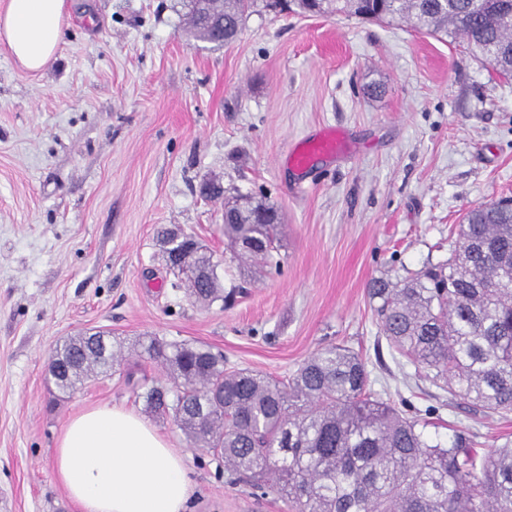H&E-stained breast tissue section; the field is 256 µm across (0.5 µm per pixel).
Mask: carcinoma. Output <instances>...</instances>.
Returning <instances> with one entry per match:
<instances>
[{
  "mask_svg": "<svg viewBox=\"0 0 512 512\" xmlns=\"http://www.w3.org/2000/svg\"><path fill=\"white\" fill-rule=\"evenodd\" d=\"M299 14L409 22L430 35L460 38L495 74L512 79V0H290ZM257 0H187L189 28L212 42L205 18H224L234 40ZM278 209L224 204V237L237 256L275 264L271 227ZM448 259L410 276L374 278L370 304L399 355L433 373L475 412L512 413V199L471 209ZM182 255L187 290L199 303L223 292L218 263L200 243ZM146 359L163 366L164 384L140 385L146 411L170 419L196 448L255 487L273 482L294 512H512V445L483 457L458 436L449 445L371 389L358 355L339 346L313 353L277 379L224 369L222 356L184 341L149 338ZM123 358L108 338L66 340L50 362L55 387L82 388L110 375Z\"/></svg>",
  "mask_w": 512,
  "mask_h": 512,
  "instance_id": "1",
  "label": "carcinoma"
}]
</instances>
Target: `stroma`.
Here are the masks:
<instances>
[{
    "label": "stroma",
    "mask_w": 512,
    "mask_h": 512,
    "mask_svg": "<svg viewBox=\"0 0 512 512\" xmlns=\"http://www.w3.org/2000/svg\"><path fill=\"white\" fill-rule=\"evenodd\" d=\"M373 81L381 96L365 94ZM324 127L347 153L291 167L290 145ZM206 180L224 199L200 194ZM238 196L278 206L279 269L232 261L224 200ZM505 196L512 80L461 42L256 12L218 46L189 33L182 0H67L45 71L0 44V512H78L52 459L70 418L94 405L145 415L184 456L189 512H291L146 414L138 387L166 373L132 350L145 336L278 378L343 346L430 437L462 435L480 453L512 441V414L469 411L389 348L366 293L371 278L447 259L450 227ZM173 226L213 252L232 300L187 298L156 242ZM87 331L130 348L112 375L59 395L48 360Z\"/></svg>",
    "instance_id": "1"
}]
</instances>
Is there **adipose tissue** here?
Returning <instances> with one entry per match:
<instances>
[{"mask_svg":"<svg viewBox=\"0 0 512 512\" xmlns=\"http://www.w3.org/2000/svg\"><path fill=\"white\" fill-rule=\"evenodd\" d=\"M66 0H5L0 43L25 69L57 57ZM54 479L80 512H187L194 487L182 456L149 423L114 406L75 415L57 442Z\"/></svg>","mask_w":512,"mask_h":512,"instance_id":"ef3b65f1","label":"adipose tissue"}]
</instances>
